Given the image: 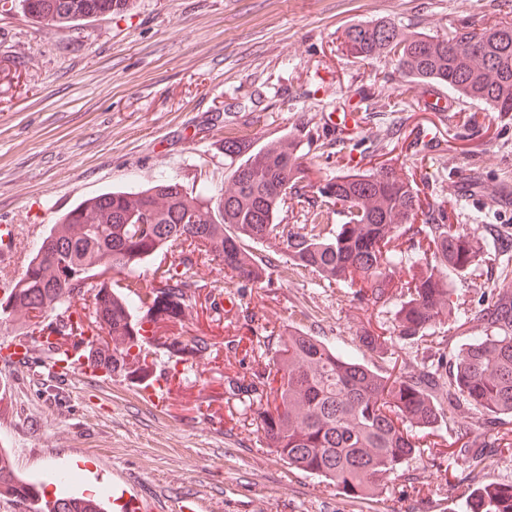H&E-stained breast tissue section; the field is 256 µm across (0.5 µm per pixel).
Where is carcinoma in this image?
<instances>
[{
    "instance_id": "carcinoma-1",
    "label": "carcinoma",
    "mask_w": 512,
    "mask_h": 512,
    "mask_svg": "<svg viewBox=\"0 0 512 512\" xmlns=\"http://www.w3.org/2000/svg\"><path fill=\"white\" fill-rule=\"evenodd\" d=\"M128 0H0V12L20 9L36 24L71 29L124 9ZM343 44L356 59L383 52L393 56L401 75L433 82L493 112H512V24L475 28L463 24L444 35L412 32L402 38L391 21L358 22L343 32ZM231 159L225 191L205 186L187 191L177 182L157 181L140 190H114L92 197L61 215L32 256L14 293L9 317L27 312L22 325L56 309L66 313L85 296L88 278L100 269L114 274L140 273L147 258L177 248L172 263L152 288L151 302L132 295H112L105 283L95 285L94 314L75 310L81 327L88 323L112 330V368L138 354L146 329L157 333L162 319H179L195 300L188 272L200 254L244 285L262 283L267 265L250 244L282 245L293 265L337 286L358 287L373 302L391 289L401 297L396 336L358 338L374 352L395 340L435 335L442 318L478 321L481 335L459 346L451 357L448 409L436 404L427 388L436 372L422 369L397 374L372 370L318 336L290 327L277 336H257L253 358L264 369L227 380L232 394L256 400L261 441L289 467L316 475L349 498H364L405 476L403 464L419 451L411 428L434 426L467 407L494 416H512V280H504L485 305L472 315L458 311L447 277L434 267L403 263L399 241L417 245L447 269L464 272L481 253L450 224L444 212L430 210L416 223L420 199L415 184L394 168L347 171L312 182L295 140L284 138L274 148L224 140ZM339 203L347 211L334 233L314 224L315 201ZM305 205L301 216L290 214V200ZM211 344L204 336L172 342L171 353L194 358ZM461 441L456 452L479 458L471 428L458 421ZM16 497L29 512H82L74 501L60 506L45 495L20 489ZM465 512H512V482L481 484L463 496Z\"/></svg>"
}]
</instances>
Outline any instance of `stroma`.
I'll use <instances>...</instances> for the list:
<instances>
[{"label": "stroma", "instance_id": "obj_1", "mask_svg": "<svg viewBox=\"0 0 512 512\" xmlns=\"http://www.w3.org/2000/svg\"><path fill=\"white\" fill-rule=\"evenodd\" d=\"M381 19L401 33L442 35L464 23L512 24V0H129L71 31L0 14V225L22 234L19 261L0 265V280L19 274L50 225L85 199L162 179L217 191L230 163L225 138L272 146L291 136L315 179L391 165L413 179L423 208H444L447 223L493 246V261L448 279L459 309L478 310L512 278V208L495 203L497 190L512 189V112L465 98L448 120L421 108L416 83L390 58L362 61L343 44L348 25ZM330 112L359 115L352 141L333 153ZM460 168L473 171L477 199L455 200ZM254 252L270 262L259 286L195 261L199 297L178 330L211 348L172 379L165 410L126 369L87 377L40 351L20 367L0 362V434L12 437L17 474L75 470L98 497L127 487L161 512L185 498L197 512H462L471 466L454 453L453 425L417 430L420 450L404 464L417 484L352 499L263 448L256 403L230 395L225 377L257 371L250 340L265 329L300 328L376 370L444 368L468 329L447 331L437 352L423 340L382 355L360 349L362 330L392 335L399 295L375 304L296 268L285 250ZM220 289L231 290L236 312L215 310ZM464 417L486 444L481 480L512 481V452L498 444L512 440V417Z\"/></svg>", "mask_w": 512, "mask_h": 512}]
</instances>
